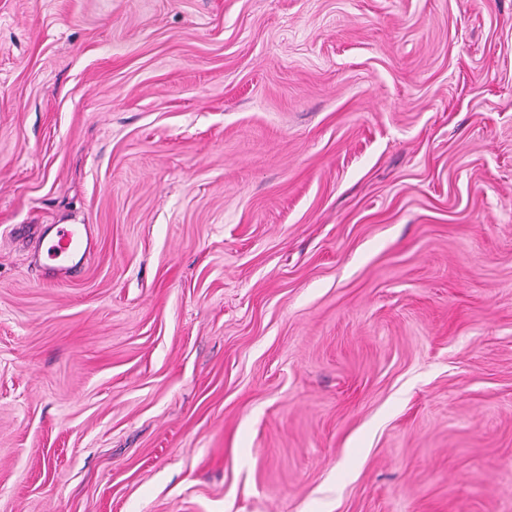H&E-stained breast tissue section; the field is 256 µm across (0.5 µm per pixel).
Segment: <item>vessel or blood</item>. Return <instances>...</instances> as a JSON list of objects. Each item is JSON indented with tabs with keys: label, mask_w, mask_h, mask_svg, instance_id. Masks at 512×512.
<instances>
[{
	"label": "vessel or blood",
	"mask_w": 512,
	"mask_h": 512,
	"mask_svg": "<svg viewBox=\"0 0 512 512\" xmlns=\"http://www.w3.org/2000/svg\"><path fill=\"white\" fill-rule=\"evenodd\" d=\"M97 241L88 224H48L38 237V250L46 255V275L60 281L73 277L94 253Z\"/></svg>",
	"instance_id": "1"
}]
</instances>
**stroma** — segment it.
Masks as SVG:
<instances>
[{"label":"stroma","mask_w":512,"mask_h":512,"mask_svg":"<svg viewBox=\"0 0 512 512\" xmlns=\"http://www.w3.org/2000/svg\"><path fill=\"white\" fill-rule=\"evenodd\" d=\"M0 512H512V0H0ZM96 246L89 224H48L38 237V251L51 261L43 267L45 275L56 281L73 277Z\"/></svg>","instance_id":"35a3bbf8"}]
</instances>
